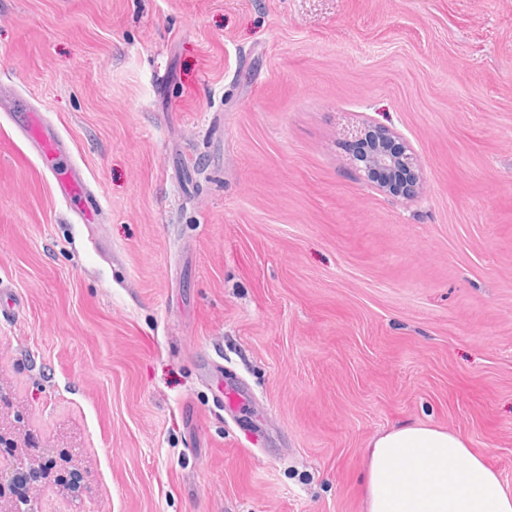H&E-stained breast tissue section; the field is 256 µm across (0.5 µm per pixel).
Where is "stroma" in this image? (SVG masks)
<instances>
[{
	"mask_svg": "<svg viewBox=\"0 0 512 512\" xmlns=\"http://www.w3.org/2000/svg\"><path fill=\"white\" fill-rule=\"evenodd\" d=\"M0 428L41 512H364L371 440L512 489V0H0ZM417 159L379 190L357 130ZM9 112L17 113L19 129L29 140L33 152L42 160L51 163L63 152L58 139L46 134L39 114L33 112L29 100L24 96L13 97L6 107ZM54 173L56 174L59 194L64 199H73L88 191L87 183L74 167H66L63 173H56L55 171Z\"/></svg>",
	"mask_w": 512,
	"mask_h": 512,
	"instance_id": "35a3bbf8",
	"label": "stroma"
}]
</instances>
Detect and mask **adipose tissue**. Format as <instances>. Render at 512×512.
Returning a JSON list of instances; mask_svg holds the SVG:
<instances>
[{
	"label": "adipose tissue",
	"mask_w": 512,
	"mask_h": 512,
	"mask_svg": "<svg viewBox=\"0 0 512 512\" xmlns=\"http://www.w3.org/2000/svg\"><path fill=\"white\" fill-rule=\"evenodd\" d=\"M365 512H512V490L456 433L401 425L370 443Z\"/></svg>",
	"instance_id": "1"
}]
</instances>
